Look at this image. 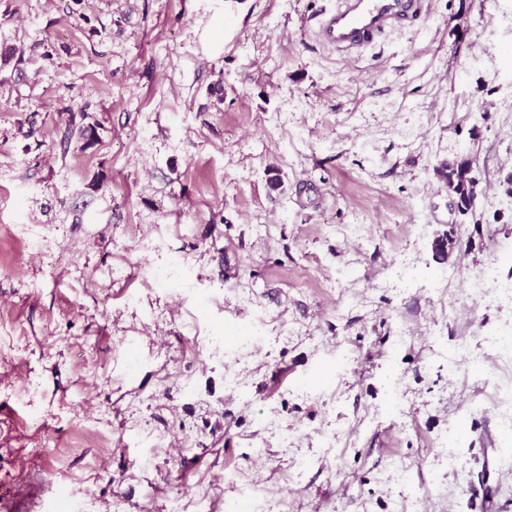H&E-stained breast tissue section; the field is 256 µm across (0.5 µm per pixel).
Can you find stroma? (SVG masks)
I'll use <instances>...</instances> for the list:
<instances>
[{
    "mask_svg": "<svg viewBox=\"0 0 512 512\" xmlns=\"http://www.w3.org/2000/svg\"><path fill=\"white\" fill-rule=\"evenodd\" d=\"M334 7L0 0V498L482 512L488 490L512 512V465L482 468L507 432L461 413L484 381L456 351L492 369L512 317L465 299L489 264L512 277V209L486 200L512 173V0H426L350 62L314 37ZM459 155L466 214L434 173ZM403 266L457 276L442 298Z\"/></svg>",
    "mask_w": 512,
    "mask_h": 512,
    "instance_id": "35a3bbf8",
    "label": "stroma"
}]
</instances>
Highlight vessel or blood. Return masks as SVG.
Returning <instances> with one entry per match:
<instances>
[{
  "label": "vessel or blood",
  "instance_id": "b4317fda",
  "mask_svg": "<svg viewBox=\"0 0 512 512\" xmlns=\"http://www.w3.org/2000/svg\"><path fill=\"white\" fill-rule=\"evenodd\" d=\"M423 9L424 0H337L323 13L315 37L345 56L358 55L410 25Z\"/></svg>",
  "mask_w": 512,
  "mask_h": 512
}]
</instances>
